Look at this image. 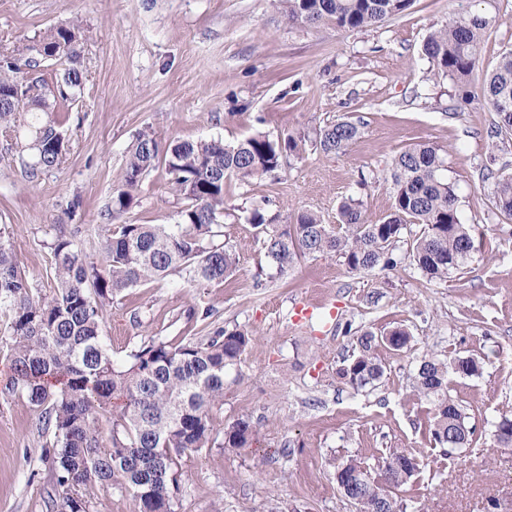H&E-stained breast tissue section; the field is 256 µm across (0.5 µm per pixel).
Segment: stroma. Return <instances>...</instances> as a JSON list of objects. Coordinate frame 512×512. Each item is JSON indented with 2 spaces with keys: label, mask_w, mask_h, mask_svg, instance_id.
I'll list each match as a JSON object with an SVG mask.
<instances>
[{
  "label": "stroma",
  "mask_w": 512,
  "mask_h": 512,
  "mask_svg": "<svg viewBox=\"0 0 512 512\" xmlns=\"http://www.w3.org/2000/svg\"><path fill=\"white\" fill-rule=\"evenodd\" d=\"M466 10L499 15L479 80L512 49V0H416L406 15L361 31L289 22L280 0H0V44L74 21L85 34L88 81L70 109L59 168L30 181L0 136V227L33 295L53 286L46 244L56 227L98 258L104 211L138 133L164 145L259 132L299 140V157L281 171L226 180L222 239L239 260L231 281L192 287L173 273L128 290L106 314L117 358L148 337L177 343L222 326L254 337L240 370L226 372L213 426L219 433L250 419L270 453L260 461L216 447L188 458L174 512H355L337 491L334 460L391 446L426 463L410 512H512V448L493 439L495 422L512 411V220L492 213V185L478 178L493 114L477 100L447 114L452 86L429 80L421 53L431 27ZM344 117L360 122V138L344 154L321 153L316 132ZM422 143L446 151L461 220L474 227L477 250L463 269L430 282L406 264L353 273L342 258L308 255L277 273L248 220L253 209L284 221L310 209L334 225L339 203L352 197L382 220L393 203L385 179L393 157ZM168 179L157 165L125 221L176 223ZM301 308L335 312L356 330L403 327L410 343L379 348L383 377L356 391L336 378L352 338L297 320ZM8 341L0 321V512H56L62 491L40 460L38 412L3 391L13 374ZM431 354L483 362L480 375H448L477 433L445 458L427 441V402L413 388Z\"/></svg>",
  "instance_id": "obj_1"
}]
</instances>
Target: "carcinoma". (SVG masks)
I'll use <instances>...</instances> for the list:
<instances>
[{
	"label": "carcinoma",
	"instance_id": "obj_1",
	"mask_svg": "<svg viewBox=\"0 0 512 512\" xmlns=\"http://www.w3.org/2000/svg\"><path fill=\"white\" fill-rule=\"evenodd\" d=\"M288 20L316 25L330 20L348 30H362L405 13L414 0H285ZM493 18L480 13L459 15L432 31L423 55L431 78L447 79L456 89L448 111L471 100V85L481 45ZM82 28L54 26L34 40L0 51V130L14 135L18 161L28 178L38 180L57 169L70 138L64 112L79 101L85 87L81 66ZM62 66L49 83L36 75L45 63ZM482 101L494 114L490 150L512 142V49L482 78ZM361 136L357 121L344 119L317 133L327 155L345 153ZM296 137L272 140L263 134L234 144L221 140L174 141L166 148L147 132L133 141L120 182L112 189L104 225L101 261H90L74 241L59 233L47 244L54 272L49 292L35 297L13 251L9 232L0 228V319L9 331L13 375L5 386L40 410L38 431L42 460L63 488L60 512H92L95 492H129L138 512H172L183 476L182 460L215 445L231 450L252 447L258 429L245 418L224 428L218 439L213 413L224 406L227 369L242 362L253 336L219 327L211 336L178 344L151 339L121 361L112 358L102 323L106 307L121 294L171 273H185L192 285L222 284L237 268L236 256L218 240L224 218V178L241 182L281 169L297 154ZM170 175V191L181 202L175 224H116L137 203L143 180L158 164ZM445 154L426 144L410 146L392 161L389 178L393 211L370 220L362 202L347 199L338 207L332 228L312 211L297 214L291 224L259 209L250 224L262 237L270 263L283 273L302 255H332L353 272L394 270L402 263L395 243L403 226L421 225L411 245V265L428 281L443 280L461 269L477 250L471 227L461 222L458 196L444 176ZM481 178L493 183L495 208L512 216V175L486 165ZM356 352L336 369L354 390L384 375L375 351L386 344L401 349L409 342L403 328L389 335L352 330ZM454 370L481 374L474 358L453 360ZM419 396L430 403L428 432L433 447L448 454L466 448L476 427L448 391V360L423 358L415 377ZM494 439L512 447V417L495 424ZM375 464L393 476L395 488L411 486L421 460L407 448H387ZM369 458L349 455L335 465L339 493L355 497L358 512H372L384 488L364 479Z\"/></svg>",
	"mask_w": 512,
	"mask_h": 512
}]
</instances>
